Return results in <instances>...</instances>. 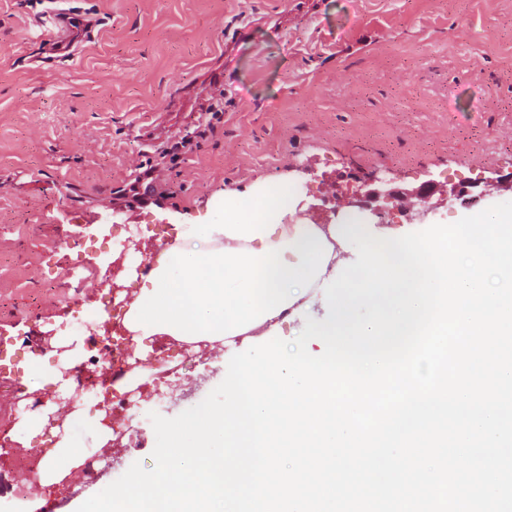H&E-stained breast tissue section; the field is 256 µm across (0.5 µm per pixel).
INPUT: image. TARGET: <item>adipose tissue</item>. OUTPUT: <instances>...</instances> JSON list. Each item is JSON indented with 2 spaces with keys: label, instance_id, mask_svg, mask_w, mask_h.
Masks as SVG:
<instances>
[{
  "label": "adipose tissue",
  "instance_id": "adipose-tissue-1",
  "mask_svg": "<svg viewBox=\"0 0 512 512\" xmlns=\"http://www.w3.org/2000/svg\"><path fill=\"white\" fill-rule=\"evenodd\" d=\"M296 200L263 193L224 205L220 224H194L188 236L207 247L190 256L184 244H167L146 284L127 302L124 325L134 354L146 358L160 339L177 343L242 346L322 298L321 285L348 260L344 224H289ZM68 436L46 453L38 483L67 478L85 457Z\"/></svg>",
  "mask_w": 512,
  "mask_h": 512
}]
</instances>
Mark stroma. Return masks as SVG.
<instances>
[{"instance_id":"1","label":"stroma","mask_w":512,"mask_h":512,"mask_svg":"<svg viewBox=\"0 0 512 512\" xmlns=\"http://www.w3.org/2000/svg\"><path fill=\"white\" fill-rule=\"evenodd\" d=\"M62 10L94 28L60 58L48 37ZM374 175L478 184L432 224L512 202V0H0V390L32 357L59 368L51 333L100 304L73 305L68 284L107 269L128 235L170 242L257 192L294 194L301 222L343 224L337 197ZM164 358L153 382L145 362L128 374L133 446L101 449L85 423L97 407L80 402L69 437L107 459L52 487L60 512L133 463L152 469L150 413L175 417L223 380L213 352L189 368L180 346ZM53 396L0 400L14 453L43 457L17 425ZM36 477L1 457L0 512Z\"/></svg>"}]
</instances>
